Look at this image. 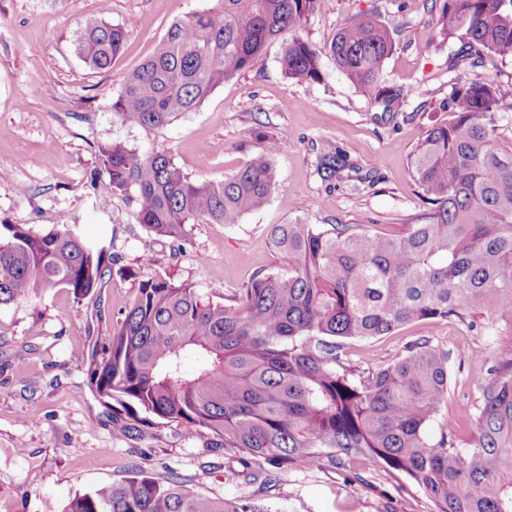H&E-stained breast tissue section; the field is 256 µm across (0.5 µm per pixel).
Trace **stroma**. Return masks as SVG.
Returning a JSON list of instances; mask_svg holds the SVG:
<instances>
[{
  "instance_id": "35a3bbf8",
  "label": "stroma",
  "mask_w": 512,
  "mask_h": 512,
  "mask_svg": "<svg viewBox=\"0 0 512 512\" xmlns=\"http://www.w3.org/2000/svg\"><path fill=\"white\" fill-rule=\"evenodd\" d=\"M217 0H0V223L37 232L74 230L105 240L114 256L100 294L74 302L49 288L29 303L0 306V512H62L75 494L120 482L132 470L217 498L246 500L266 512H433L416 486L381 466L359 461L320 469L265 464L270 482L252 481L235 448L182 427L142 426L118 432L112 413L89 392L88 357L133 301L138 279L157 274L192 285L203 297L231 299L257 271H284L271 245L272 225L368 224L393 237L419 223L427 205L411 169L426 131L451 121L446 107L455 81H491L512 102V60L448 68L457 39L439 33L434 0H330L300 37L321 51L323 79L298 84L281 72L280 42L254 65L217 87L195 111L171 125L122 123L112 104L124 80L152 54L173 21L215 7ZM362 15L376 18L394 49L387 85L415 88L384 112L337 70L326 50L336 32ZM92 21L130 24L123 51L104 72L90 70L78 43ZM283 143L268 202L233 225H190L185 240L152 242L135 220V195L108 196L99 145L121 141L162 152L192 178L212 183L248 162L264 138ZM342 152L349 167L324 179L319 157ZM39 324L40 335L29 333ZM427 337L447 351L445 416L467 447L483 361L512 335L491 325L417 322L389 336L352 343L349 362L365 377Z\"/></svg>"
}]
</instances>
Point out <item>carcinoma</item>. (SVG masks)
Masks as SVG:
<instances>
[{"instance_id":"obj_1","label":"carcinoma","mask_w":512,"mask_h":512,"mask_svg":"<svg viewBox=\"0 0 512 512\" xmlns=\"http://www.w3.org/2000/svg\"><path fill=\"white\" fill-rule=\"evenodd\" d=\"M327 0H218L174 21L152 55L125 79L114 114L125 124L161 128L196 110L224 81L250 68L281 41L286 78L321 79V53L297 35ZM442 33L458 38L449 66L485 55L512 59V0H444ZM129 25L93 21L79 52L107 70ZM394 48L388 31L362 17L336 32V68L360 91L391 103L412 94L383 81ZM452 121L427 130L412 159L413 177L433 208L421 224L390 238L369 224L325 228L294 221L273 226L288 271L254 273L234 303L205 299L167 275L138 282L132 305L108 342L92 349L88 387L112 417L185 426L238 448L258 468L320 467L366 459L421 488L434 512H512V358L489 365L468 448L457 423L440 418L448 398V353L421 338L392 363L355 380L347 349L422 321L473 326L486 313L512 332V149L493 136L512 103L491 81L455 85ZM281 144L261 150L220 184L192 179L163 153L113 141L98 147L111 194L135 192L146 247L179 241L187 228L236 224L260 209L276 185ZM346 167L325 154L318 170ZM112 255L72 229L41 234L0 224V305L29 302L62 288L75 302L101 291ZM193 354L191 375L182 359ZM62 512H265L217 499L139 471L77 494Z\"/></svg>"}]
</instances>
